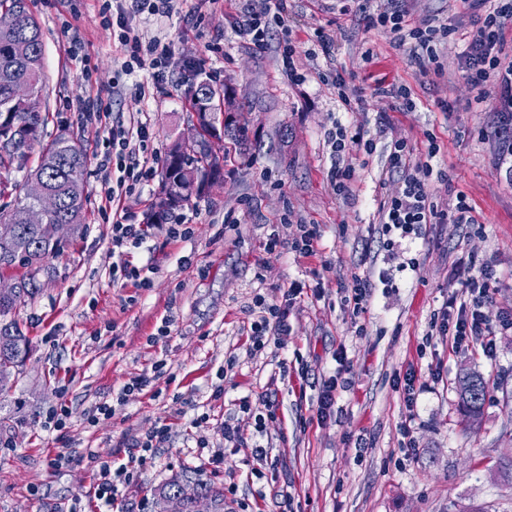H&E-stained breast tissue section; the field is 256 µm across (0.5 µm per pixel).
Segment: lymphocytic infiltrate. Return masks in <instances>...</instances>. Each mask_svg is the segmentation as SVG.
<instances>
[{"mask_svg": "<svg viewBox=\"0 0 512 512\" xmlns=\"http://www.w3.org/2000/svg\"><path fill=\"white\" fill-rule=\"evenodd\" d=\"M120 33L118 41L124 55L121 70L130 75L148 71L155 80H162L167 64L166 54L157 52L155 44L143 43L131 21L144 13L169 14L174 0H115ZM468 6L475 12L472 29L463 52L466 84L475 91L478 101H490L491 109L498 118L496 136L499 142L497 163H504L512 156V0H469ZM288 14V0H265L262 11L248 10L238 16L235 30L242 38L257 48L264 47L271 30L284 26ZM403 0H389L385 11L366 15L367 28L392 35L397 46H409L412 54H425L429 69L442 74L435 44L452 35V28L429 24L423 27H407ZM495 86V97H488L487 86ZM151 136L146 122H137L134 130L118 126L112 130L111 150L106 163L115 166L116 184L106 194L112 212V247L119 250L126 246H139L145 237V227L127 221L126 202L137 185L148 182L155 173V155L150 147ZM334 163L331 167V183L337 195L350 196L356 180V169L346 163L348 144H355L365 153H372L375 143L369 131L356 129L347 133L337 128L328 136ZM440 152L436 139H429L426 161H414V150L406 143L395 142L390 153V167L397 179L380 203L383 233L400 231L409 234L414 228L426 224L473 223L472 207L465 194H458L455 215H448L434 200L430 188L433 175L432 158ZM491 270L467 278L463 286L472 296V305L459 309L457 314L441 313L432 329L440 339L448 340L458 348L470 343L481 344L484 351L493 347V330L486 321L482 309L489 294ZM304 290L302 283H292L287 290L272 298H257L258 318L251 324L250 342L254 349L269 346L281 349L288 343V317L295 301Z\"/></svg>", "mask_w": 512, "mask_h": 512, "instance_id": "lymphocytic-infiltrate-1", "label": "lymphocytic infiltrate"}]
</instances>
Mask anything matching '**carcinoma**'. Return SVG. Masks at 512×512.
<instances>
[{
	"label": "carcinoma",
	"instance_id": "cac0c4a2",
	"mask_svg": "<svg viewBox=\"0 0 512 512\" xmlns=\"http://www.w3.org/2000/svg\"><path fill=\"white\" fill-rule=\"evenodd\" d=\"M8 7L18 12L17 28L8 33L0 32V168L22 167L26 151L34 145L40 146V159L36 167L29 170L26 179H39L46 182L61 199L60 211L50 218L53 224H68L71 235L83 231L86 221L85 196L72 190L76 183H85V172L89 163L87 149L73 136L56 135L43 142L42 131L46 117L38 112H27L11 99L12 87L16 83H26L36 92L43 88L44 41L38 19L30 10L28 0H0V9ZM20 38L27 39L31 54L17 59L12 54V44ZM189 99L195 112L214 110L212 97L196 88L189 91ZM57 158L53 169L45 167V157ZM208 176H223V167L213 156L212 148L192 144L188 147L175 146V153L169 154L163 178L179 184L180 195L176 201L165 198L152 205V217L162 224L172 216L179 204L189 201L196 193L194 181ZM14 196L12 202L0 207V279L14 281L16 288L8 298L0 297V378L12 380L20 375L29 358L31 347L29 338L24 336L15 319V310L22 301L34 297L41 290V277L53 273L52 261L64 250L65 243H52L45 240L36 224L20 223L21 214L33 204L23 191V185L15 183L11 187L0 188V197ZM28 242L31 252L26 258L14 254L12 238ZM486 396V382L477 372H470L459 379V407L464 416L476 423L482 416ZM179 496L185 512H194L197 499L208 498L219 512H224V494L210 484L200 480L180 476L160 488L156 507L163 509L166 499Z\"/></svg>",
	"mask_w": 512,
	"mask_h": 512
}]
</instances>
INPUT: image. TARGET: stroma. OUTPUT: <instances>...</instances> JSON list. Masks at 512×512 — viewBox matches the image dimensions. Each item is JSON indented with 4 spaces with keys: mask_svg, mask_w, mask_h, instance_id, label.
<instances>
[{
    "mask_svg": "<svg viewBox=\"0 0 512 512\" xmlns=\"http://www.w3.org/2000/svg\"><path fill=\"white\" fill-rule=\"evenodd\" d=\"M104 2L29 0L44 33V137L65 131L88 148L86 230L54 260L52 279L15 313L33 352L15 383L0 391V512H67L77 500L94 512L99 462H127L136 440L162 423L170 427L166 442L120 486L111 512H153L155 489L182 473L223 488L233 512H457L470 502L512 512V480L495 473L512 462V331L498 328L512 310V174L495 169L494 115L466 87L460 54L471 17L461 0L408 2L410 23L435 15L458 28L437 46L445 65L439 76L424 72L408 48L366 28L364 15L387 0H363L357 12L339 11L331 0H289L294 59L307 75L299 85L281 70L277 38L255 50L234 32L245 0L200 8L176 0L171 14L133 22L143 40L170 50L162 88L145 73L133 74L145 86L141 96L112 89L121 51L103 19ZM67 26L91 58L90 80H82L68 52ZM319 31L335 42L326 58L308 55ZM338 72L361 91L351 106L337 96ZM198 77L232 87L234 107L248 124L246 143L233 151L224 181L174 212L175 222L192 227L186 239L169 240L161 225L147 222L160 177L140 187L128 219L147 224L148 233L125 259L149 285L113 279L112 223L102 199L113 172L100 165L109 125L146 117L161 153L155 167L163 169L172 145L196 133L187 97ZM400 85L412 93L411 110L374 93ZM97 98L108 122L84 124L80 110ZM383 112L389 124L374 153L348 155L358 175L352 195L337 196L329 132L339 125L375 132ZM429 132L441 143L432 166L446 173L432 182L436 202L451 210L464 193L476 221L386 238L378 205L391 181V143L407 141L421 159ZM228 214L239 221L229 233ZM300 224L316 225L319 255L265 254L267 233L288 242ZM483 267L495 274L483 309L498 330L493 353L430 337L432 318L447 303L470 304L463 282ZM355 273L374 282L358 316L345 289ZM294 282L319 291L296 299L287 346L249 351L254 297ZM164 323L170 334L161 337ZM160 364L165 375L157 380ZM464 369L488 383L476 426L458 409ZM410 370L424 385L411 411L396 385ZM141 374L152 383L117 403L123 386ZM332 374L334 414L323 420L319 387ZM270 387L278 392L272 412L264 401ZM102 404L111 406V416L89 425ZM63 407L67 427H46L47 416ZM228 423L240 427L244 443L225 445ZM257 445L267 449L266 459L254 455ZM60 452L66 459L57 466ZM283 485L286 502L277 494Z\"/></svg>",
    "mask_w": 512,
    "mask_h": 512,
    "instance_id": "obj_1",
    "label": "stroma"
}]
</instances>
